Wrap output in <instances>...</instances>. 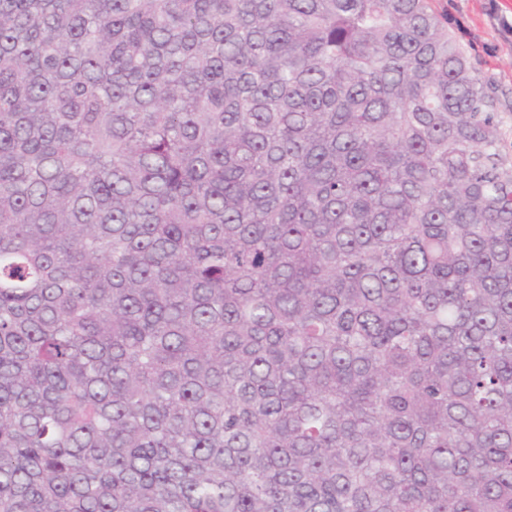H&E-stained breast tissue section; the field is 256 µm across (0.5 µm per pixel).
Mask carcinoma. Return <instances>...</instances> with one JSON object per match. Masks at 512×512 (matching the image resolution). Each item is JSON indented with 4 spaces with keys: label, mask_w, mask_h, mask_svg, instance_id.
<instances>
[{
    "label": "carcinoma",
    "mask_w": 512,
    "mask_h": 512,
    "mask_svg": "<svg viewBox=\"0 0 512 512\" xmlns=\"http://www.w3.org/2000/svg\"><path fill=\"white\" fill-rule=\"evenodd\" d=\"M430 0H0V512H512V157Z\"/></svg>",
    "instance_id": "obj_1"
}]
</instances>
